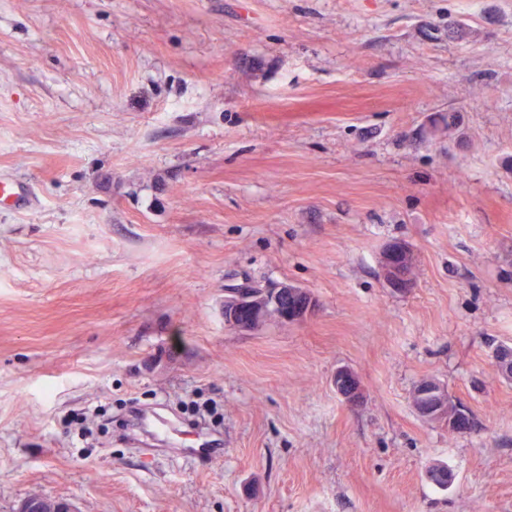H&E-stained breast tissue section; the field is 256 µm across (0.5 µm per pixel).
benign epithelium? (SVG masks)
Wrapping results in <instances>:
<instances>
[{
    "label": "benign epithelium",
    "mask_w": 512,
    "mask_h": 512,
    "mask_svg": "<svg viewBox=\"0 0 512 512\" xmlns=\"http://www.w3.org/2000/svg\"><path fill=\"white\" fill-rule=\"evenodd\" d=\"M414 265V255L406 243L395 241L386 246L381 257V270L389 288L404 292L411 285L408 268ZM317 307L316 299L306 290L291 284L264 290L234 288L224 297V323L239 332L259 330L269 319L297 323L310 316ZM498 371L512 377V346L493 349ZM333 386L344 403L355 408L363 400L364 392L357 374L347 368L336 370ZM414 408L424 419L443 422L448 430L466 433L471 429L469 414L448 400V393L435 381L419 384L414 392ZM19 512H76L71 503L54 498L34 496L20 505Z\"/></svg>",
    "instance_id": "7a95c632"
}]
</instances>
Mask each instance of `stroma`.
Returning a JSON list of instances; mask_svg holds the SVG:
<instances>
[{
  "label": "stroma",
  "instance_id": "1",
  "mask_svg": "<svg viewBox=\"0 0 512 512\" xmlns=\"http://www.w3.org/2000/svg\"><path fill=\"white\" fill-rule=\"evenodd\" d=\"M3 176L0 512H512V0H0ZM29 199V190L20 182L0 179V202H12L17 207L25 206ZM414 265V255L406 243H389L381 257V270L386 283L393 291L404 292L411 285L408 268ZM316 307L317 301L308 291L291 284L271 290L233 288L224 297V323L239 332H254L270 318L301 322ZM332 382L336 392L348 407L355 408L360 405L364 392L359 377L353 370L347 367L337 369ZM429 384H423V383ZM414 408L424 419L443 422L448 430L467 433L471 429L469 414L448 400V393L434 380L422 381L414 392ZM71 503L54 498L34 496L20 505L19 512H76Z\"/></svg>",
  "mask_w": 512,
  "mask_h": 512
}]
</instances>
